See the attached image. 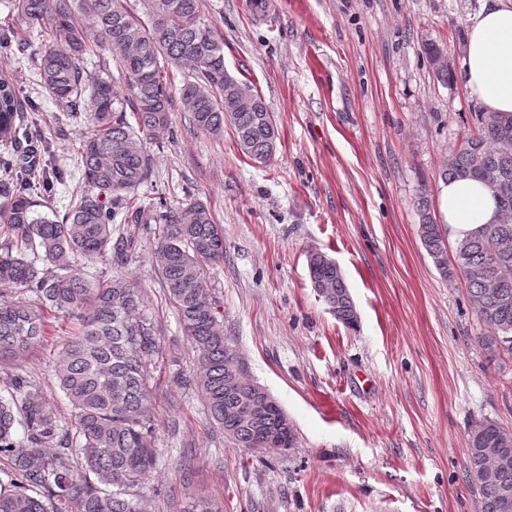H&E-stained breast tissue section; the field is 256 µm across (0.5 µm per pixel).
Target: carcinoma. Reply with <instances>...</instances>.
<instances>
[{
	"label": "carcinoma",
	"instance_id": "carcinoma-1",
	"mask_svg": "<svg viewBox=\"0 0 512 512\" xmlns=\"http://www.w3.org/2000/svg\"><path fill=\"white\" fill-rule=\"evenodd\" d=\"M124 0H15L24 20L49 28L53 41L38 49V75L47 95L72 112L90 113L92 132L77 149L81 186L70 208L59 214L30 193L36 160L0 179V286L26 298L0 302V358L15 359L49 335L46 312L76 321L53 377L74 409L60 428L38 388L21 376L0 399V455L20 480L0 489V512H142L145 476L156 464L153 395L155 357L161 344L143 289L124 277L91 280L79 259L122 266L137 241L116 223L154 224L152 262L169 304L198 353L197 386L208 417L239 448L262 447L278 433L283 410L270 404L256 412L255 388L243 374L237 350L224 336L222 313L207 274L224 261V228L210 208L191 200L177 210L143 205L138 188L152 177L146 151L171 122V86L193 125L214 138L232 130L240 152L253 160L275 155L280 133L261 95L224 68V37L202 17V0H144L139 16ZM25 54L30 31L0 33V43ZM116 58L127 82L124 100L112 94V74H92L86 62ZM21 111L13 83L0 78V139H16ZM135 123H130L127 113ZM443 181L472 178L512 188V115L481 112L477 125L450 151ZM419 237L440 274L459 278L480 327L477 343L492 361L512 355V221L487 224L446 256V233L431 213L426 192L417 201ZM42 252L36 269L27 252ZM312 284L326 288L329 310L348 328L358 323L344 274L323 252L308 255ZM22 423L26 437L13 438ZM512 454V430L485 420L468 438V479L483 512L504 509V487L512 490V468L499 482H474L494 460L493 450Z\"/></svg>",
	"mask_w": 512,
	"mask_h": 512
}]
</instances>
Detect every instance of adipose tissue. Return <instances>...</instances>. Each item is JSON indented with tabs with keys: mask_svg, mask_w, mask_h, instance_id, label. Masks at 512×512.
Returning <instances> with one entry per match:
<instances>
[{
	"mask_svg": "<svg viewBox=\"0 0 512 512\" xmlns=\"http://www.w3.org/2000/svg\"><path fill=\"white\" fill-rule=\"evenodd\" d=\"M461 74L470 94L486 112L512 114V0H484L464 33ZM445 231L451 241L496 223L491 191L473 179L441 184Z\"/></svg>",
	"mask_w": 512,
	"mask_h": 512,
	"instance_id": "1",
	"label": "adipose tissue"
}]
</instances>
